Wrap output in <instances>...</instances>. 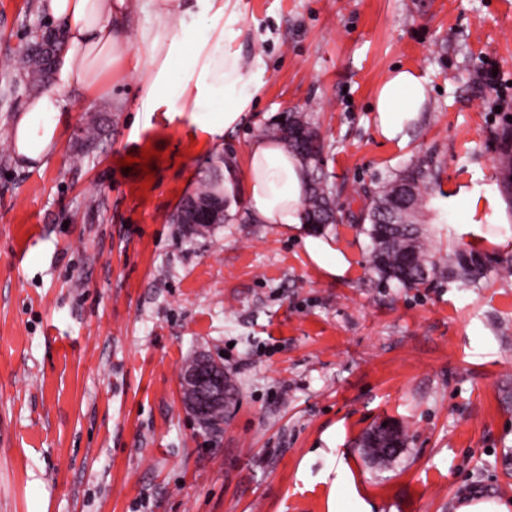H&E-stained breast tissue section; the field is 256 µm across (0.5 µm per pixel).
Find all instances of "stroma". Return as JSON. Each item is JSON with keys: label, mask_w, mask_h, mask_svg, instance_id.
I'll return each mask as SVG.
<instances>
[{"label": "stroma", "mask_w": 512, "mask_h": 512, "mask_svg": "<svg viewBox=\"0 0 512 512\" xmlns=\"http://www.w3.org/2000/svg\"><path fill=\"white\" fill-rule=\"evenodd\" d=\"M230 42L259 92L232 128L146 111L137 75L62 113L44 165L9 127L30 95L0 69V512H457L512 504V276L480 287L378 283L355 217L362 188L422 160L440 182L501 199L498 221L424 211L430 246L512 253V0H239ZM56 23L0 0V60ZM429 101L405 143L371 112L395 66ZM308 114L343 189L325 236L350 263L330 277L301 239L237 204L203 236L171 216L198 179L243 164L288 111ZM101 133L76 136L85 114ZM165 161L144 196L141 149ZM235 387L220 430L181 402L197 353ZM382 420L407 444L361 448Z\"/></svg>", "instance_id": "1"}]
</instances>
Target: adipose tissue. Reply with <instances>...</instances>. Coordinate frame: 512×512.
<instances>
[{
	"instance_id": "ef3b65f1",
	"label": "adipose tissue",
	"mask_w": 512,
	"mask_h": 512,
	"mask_svg": "<svg viewBox=\"0 0 512 512\" xmlns=\"http://www.w3.org/2000/svg\"><path fill=\"white\" fill-rule=\"evenodd\" d=\"M42 11L61 22L65 48L55 58L48 87L28 97L10 133V145L26 164L52 149L58 117L73 100L94 94L104 77L141 73V93L150 109L200 112L208 125L233 126L253 100L239 52L226 46L238 14L234 0H41ZM152 13L155 26L140 28L138 49L122 48L124 23ZM180 89L171 92L172 77ZM427 108L425 80L413 69L393 70L379 85L372 110L381 139L404 141ZM309 184L300 159L280 142L259 138L243 166H224V202L244 199L260 224H280L302 234L311 261L328 276L343 275L349 263L335 247L310 231L302 200Z\"/></svg>"
}]
</instances>
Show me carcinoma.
Listing matches in <instances>:
<instances>
[{
    "instance_id": "carcinoma-1",
    "label": "carcinoma",
    "mask_w": 512,
    "mask_h": 512,
    "mask_svg": "<svg viewBox=\"0 0 512 512\" xmlns=\"http://www.w3.org/2000/svg\"><path fill=\"white\" fill-rule=\"evenodd\" d=\"M31 42L20 54L8 60L7 66L29 85L50 81L51 64ZM309 188L303 200L304 210L314 229L321 230L334 222L329 203L336 202L341 189L329 180L323 169L322 156L308 160ZM438 174L429 165L420 163L407 168L376 188L363 193L365 204L359 216L360 230L370 239L369 263L378 278L397 282L406 288H417L437 279L459 282L476 287L490 272V260L474 248L457 246L445 257H436L427 240L411 239L394 232V227L383 223L386 207L406 193L412 215H417L433 198ZM224 198V180L218 175L202 179L193 197Z\"/></svg>"
}]
</instances>
